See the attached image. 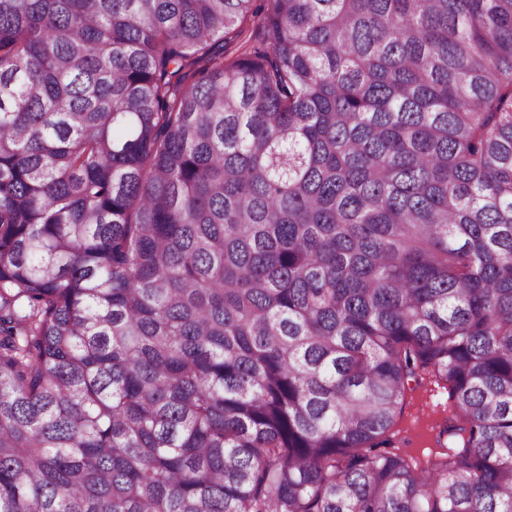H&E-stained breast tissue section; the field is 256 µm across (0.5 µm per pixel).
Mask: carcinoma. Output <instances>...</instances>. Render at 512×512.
I'll list each match as a JSON object with an SVG mask.
<instances>
[{"label":"carcinoma","instance_id":"1","mask_svg":"<svg viewBox=\"0 0 512 512\" xmlns=\"http://www.w3.org/2000/svg\"><path fill=\"white\" fill-rule=\"evenodd\" d=\"M0 512H512V0H0ZM408 388H414L407 393V404L401 423L402 436L409 440L405 448H411L414 452L434 449V436L437 424L444 416V396H433L437 392H430V387H417L415 382H409Z\"/></svg>","mask_w":512,"mask_h":512}]
</instances>
